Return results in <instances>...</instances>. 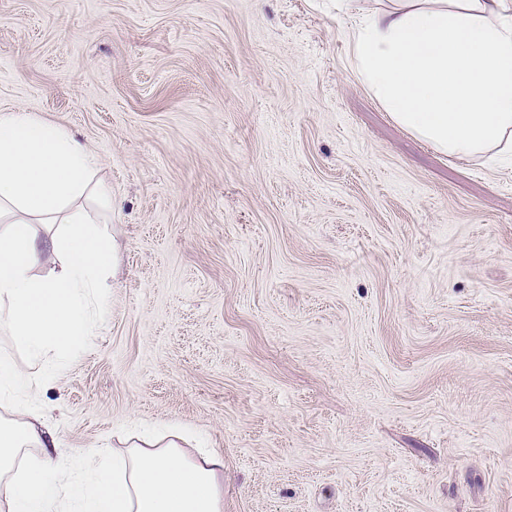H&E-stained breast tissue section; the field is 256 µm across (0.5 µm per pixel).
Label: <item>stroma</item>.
<instances>
[{"label": "stroma", "instance_id": "stroma-1", "mask_svg": "<svg viewBox=\"0 0 512 512\" xmlns=\"http://www.w3.org/2000/svg\"><path fill=\"white\" fill-rule=\"evenodd\" d=\"M112 187L63 448L178 427L224 512H512V165L362 83L333 0H0V108Z\"/></svg>", "mask_w": 512, "mask_h": 512}]
</instances>
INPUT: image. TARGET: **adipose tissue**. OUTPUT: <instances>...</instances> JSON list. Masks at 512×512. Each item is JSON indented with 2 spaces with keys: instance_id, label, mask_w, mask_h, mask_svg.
Returning a JSON list of instances; mask_svg holds the SVG:
<instances>
[{
  "instance_id": "ef3b65f1",
  "label": "adipose tissue",
  "mask_w": 512,
  "mask_h": 512,
  "mask_svg": "<svg viewBox=\"0 0 512 512\" xmlns=\"http://www.w3.org/2000/svg\"><path fill=\"white\" fill-rule=\"evenodd\" d=\"M353 25V62L391 117L450 157L512 156V0H389L366 12L336 0ZM97 160L63 127L0 109V328L35 361L92 336L97 281L113 246L95 215L112 199ZM56 224L40 235V224ZM58 272L37 274L47 254ZM0 505L7 512H224V457L140 437L66 460L41 415L0 423Z\"/></svg>"
}]
</instances>
